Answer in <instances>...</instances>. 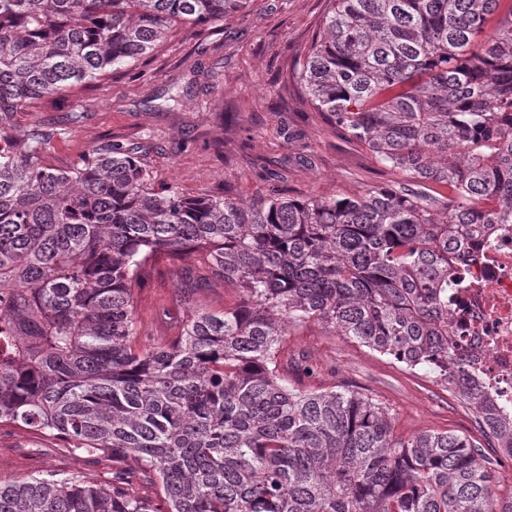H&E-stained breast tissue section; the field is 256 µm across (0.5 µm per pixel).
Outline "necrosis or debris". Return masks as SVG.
<instances>
[{"label":"necrosis or debris","mask_w":512,"mask_h":512,"mask_svg":"<svg viewBox=\"0 0 512 512\" xmlns=\"http://www.w3.org/2000/svg\"><path fill=\"white\" fill-rule=\"evenodd\" d=\"M448 261L450 331L464 361L485 375L493 399L512 407V224H488Z\"/></svg>","instance_id":"4bbe7bcc"}]
</instances>
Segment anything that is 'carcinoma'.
Returning <instances> with one entry per match:
<instances>
[{
  "mask_svg": "<svg viewBox=\"0 0 512 512\" xmlns=\"http://www.w3.org/2000/svg\"><path fill=\"white\" fill-rule=\"evenodd\" d=\"M246 2L0 0V424L115 467L0 480V512H512L467 438L398 437L382 404L290 386L280 358L313 321L432 374L512 449V413L478 401L448 336V253L512 224V2L330 0L301 83L402 175L363 194L185 197L132 148L59 169V130L16 134L17 113ZM192 255L239 300L185 297L180 334L135 347L144 268Z\"/></svg>",
  "mask_w": 512,
  "mask_h": 512,
  "instance_id": "cac0c4a2",
  "label": "carcinoma"
}]
</instances>
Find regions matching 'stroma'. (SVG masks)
I'll return each instance as SVG.
<instances>
[{
    "mask_svg": "<svg viewBox=\"0 0 512 512\" xmlns=\"http://www.w3.org/2000/svg\"><path fill=\"white\" fill-rule=\"evenodd\" d=\"M328 10L329 0H249L215 31L176 24L149 60L22 114L17 129L38 122L62 129L47 155L58 168L108 142L136 145L154 186L189 197L227 194L252 203L276 193L354 195L393 182L395 174L328 124L303 92L299 74ZM172 87L185 92L176 107L167 101ZM184 293L215 312L238 300L236 289L201 283L194 260L158 263L136 293L142 339L159 344L177 336L176 300ZM282 356L290 384L368 394L388 409L397 435L448 431L484 442L473 411L432 375L409 372L349 337L310 322L290 329ZM50 471L112 479L109 461L69 454L32 429L0 425L1 478Z\"/></svg>",
    "mask_w": 512,
    "mask_h": 512,
    "instance_id": "35a3bbf8",
    "label": "stroma"
}]
</instances>
